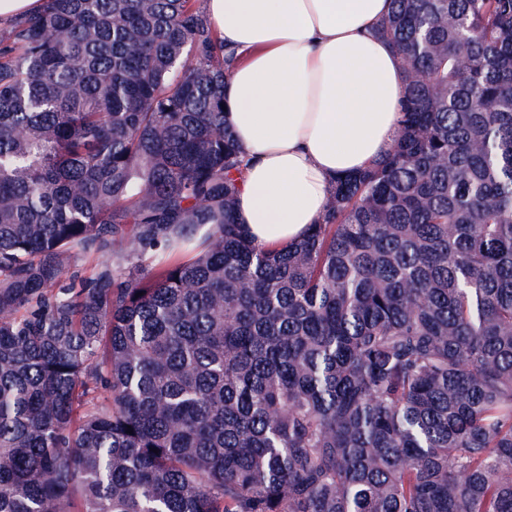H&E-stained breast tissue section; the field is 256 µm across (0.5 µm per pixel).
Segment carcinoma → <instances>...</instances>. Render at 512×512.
Wrapping results in <instances>:
<instances>
[{
    "label": "carcinoma",
    "mask_w": 512,
    "mask_h": 512,
    "mask_svg": "<svg viewBox=\"0 0 512 512\" xmlns=\"http://www.w3.org/2000/svg\"><path fill=\"white\" fill-rule=\"evenodd\" d=\"M197 2L0 35V512H512V0H391L394 142L275 249Z\"/></svg>",
    "instance_id": "obj_1"
}]
</instances>
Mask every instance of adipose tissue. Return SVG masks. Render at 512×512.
<instances>
[{
	"label": "adipose tissue",
	"instance_id": "ef3b65f1",
	"mask_svg": "<svg viewBox=\"0 0 512 512\" xmlns=\"http://www.w3.org/2000/svg\"><path fill=\"white\" fill-rule=\"evenodd\" d=\"M237 60L224 124L245 162L238 220L264 248L300 240L336 177L391 146L403 65L375 33L390 0H203Z\"/></svg>",
	"mask_w": 512,
	"mask_h": 512
}]
</instances>
